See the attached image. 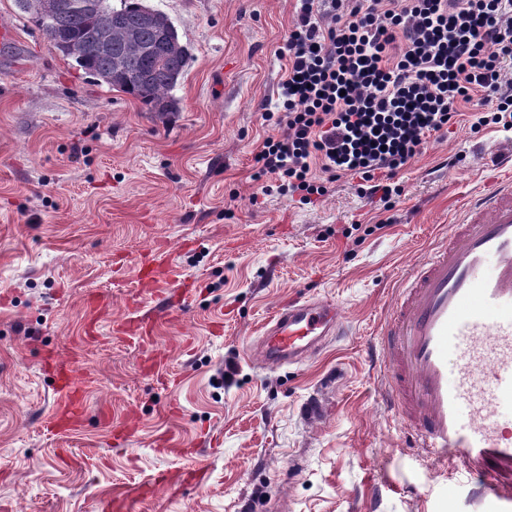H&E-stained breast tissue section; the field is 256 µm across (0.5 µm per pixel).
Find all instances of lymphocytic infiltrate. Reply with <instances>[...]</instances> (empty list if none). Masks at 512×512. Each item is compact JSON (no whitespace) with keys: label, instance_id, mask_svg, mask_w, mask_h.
I'll use <instances>...</instances> for the list:
<instances>
[{"label":"lymphocytic infiltrate","instance_id":"obj_1","mask_svg":"<svg viewBox=\"0 0 512 512\" xmlns=\"http://www.w3.org/2000/svg\"><path fill=\"white\" fill-rule=\"evenodd\" d=\"M285 76L266 119L279 127L254 156L271 178L312 203L314 176L360 178L388 201L397 172L461 104L490 108L479 124L512 119V0H297L281 52Z\"/></svg>","mask_w":512,"mask_h":512}]
</instances>
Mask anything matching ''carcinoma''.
I'll list each match as a JSON object with an SVG mask.
<instances>
[{"mask_svg":"<svg viewBox=\"0 0 512 512\" xmlns=\"http://www.w3.org/2000/svg\"><path fill=\"white\" fill-rule=\"evenodd\" d=\"M142 0H120V6L106 0V6L94 13L74 11L45 23L38 14L33 19L47 40L58 49L62 43L73 42L82 53L75 58L77 65L89 76L138 100L149 112H175L177 100L172 95L187 66L190 54L173 34L162 62L154 59L161 48L160 28L145 19ZM100 29L112 35V54L103 55L92 46L91 36ZM120 58L125 70L113 69Z\"/></svg>","mask_w":512,"mask_h":512,"instance_id":"obj_1","label":"carcinoma"}]
</instances>
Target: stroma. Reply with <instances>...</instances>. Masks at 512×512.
<instances>
[{
    "label": "stroma",
    "instance_id": "obj_1",
    "mask_svg": "<svg viewBox=\"0 0 512 512\" xmlns=\"http://www.w3.org/2000/svg\"><path fill=\"white\" fill-rule=\"evenodd\" d=\"M148 3L190 52L165 118L0 0V512H95L134 488L136 512H500L457 462L414 447L378 339L402 275L500 177L512 127L463 106L387 206L346 176L309 205L263 195L253 156L278 133L262 113L295 0ZM150 248L174 271L177 312L137 285ZM297 297L338 302L348 334L263 366L252 344ZM137 316L155 320L148 355L118 330ZM51 356L83 389L61 433ZM197 468L204 486L153 484Z\"/></svg>",
    "mask_w": 512,
    "mask_h": 512
}]
</instances>
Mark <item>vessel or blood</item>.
Here are the masks:
<instances>
[{
    "mask_svg": "<svg viewBox=\"0 0 512 512\" xmlns=\"http://www.w3.org/2000/svg\"><path fill=\"white\" fill-rule=\"evenodd\" d=\"M344 333L342 307L299 300L277 308L255 354L268 366L306 359ZM387 403L435 463L457 459L481 498L512 505V171L462 203L432 252L396 290L382 333ZM60 417L83 411L64 378Z\"/></svg>",
    "mask_w": 512,
    "mask_h": 512,
    "instance_id": "obj_1",
    "label": "vessel or blood"
}]
</instances>
